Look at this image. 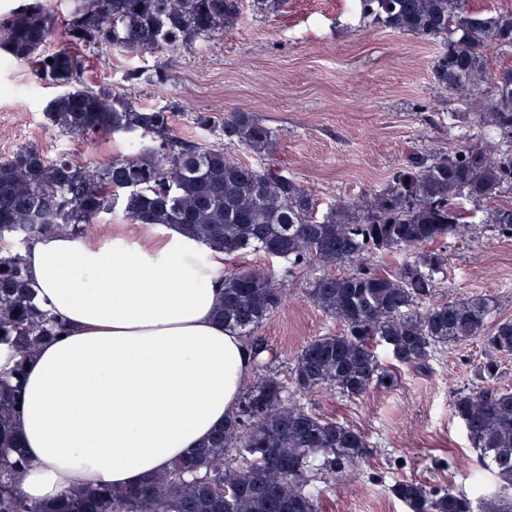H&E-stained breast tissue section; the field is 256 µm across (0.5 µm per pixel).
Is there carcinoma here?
<instances>
[{"label":"carcinoma","mask_w":512,"mask_h":512,"mask_svg":"<svg viewBox=\"0 0 512 512\" xmlns=\"http://www.w3.org/2000/svg\"><path fill=\"white\" fill-rule=\"evenodd\" d=\"M360 15L394 33L444 39L432 71L437 85L467 105L452 112L492 131L494 146L470 139L448 153L410 146L392 183L367 199H338L317 214L315 199L294 178L258 169L224 148L170 135L164 108L144 109L107 87L75 83V50L101 44L127 53L160 51L233 28L241 0H73L66 47L42 51L55 31L40 2L0 19V52L25 60L60 87L48 102L47 124L65 133L140 132L150 138L126 155L89 168L23 145L0 160V345L18 360L0 372V512H318L314 481L351 472L368 453L359 430L304 409L298 394L334 389L359 397L397 380L378 358L388 351L400 365L420 367L434 349L472 338L488 355L477 367L485 386L456 393L463 423L482 468L495 479L474 494L397 480L390 494L409 512H512V389L494 386L499 358L512 355V319L489 324L492 301L436 297L445 255L434 244L480 223L512 233V69L492 74L490 47H512V10L485 14L468 0H358ZM484 83L489 96L479 94ZM224 139L255 152L269 150L273 132L252 113L224 118ZM120 208L130 224L175 226L224 257L263 252L292 271L310 259L346 267L314 279L308 300L344 330L307 341L289 377L265 362L259 329L282 304L270 271L224 275V298L214 317L244 337L257 375L237 407L206 441L168 471L136 488L85 487L60 505L28 502L18 493L28 460L22 452L23 364L62 324L28 282L26 251L38 238L80 235L103 213ZM405 253L392 272L369 264L376 254ZM429 300L424 308L419 303Z\"/></svg>","instance_id":"cac0c4a2"}]
</instances>
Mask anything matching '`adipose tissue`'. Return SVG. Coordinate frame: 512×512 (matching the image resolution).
<instances>
[{
    "label": "adipose tissue",
    "instance_id": "1",
    "mask_svg": "<svg viewBox=\"0 0 512 512\" xmlns=\"http://www.w3.org/2000/svg\"><path fill=\"white\" fill-rule=\"evenodd\" d=\"M27 269L67 331L24 362V498L138 486L223 426L250 368L213 317L223 253L174 227L146 247L59 234Z\"/></svg>",
    "mask_w": 512,
    "mask_h": 512
}]
</instances>
